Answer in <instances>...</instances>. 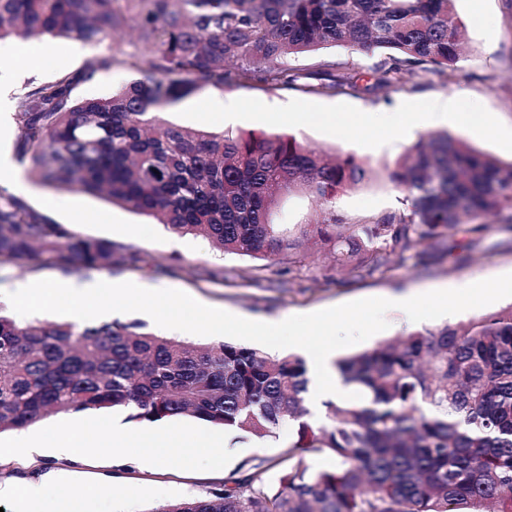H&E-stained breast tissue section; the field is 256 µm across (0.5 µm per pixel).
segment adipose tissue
I'll use <instances>...</instances> for the list:
<instances>
[{
	"instance_id": "adipose-tissue-1",
	"label": "adipose tissue",
	"mask_w": 512,
	"mask_h": 512,
	"mask_svg": "<svg viewBox=\"0 0 512 512\" xmlns=\"http://www.w3.org/2000/svg\"><path fill=\"white\" fill-rule=\"evenodd\" d=\"M477 106L474 102L458 97H449L437 102L429 112L417 114L404 106L386 111L366 140L368 147H381L389 139L399 137L416 120L428 122L455 120L467 122L475 118ZM80 426L61 431L52 426L22 428L0 446V457L24 464L38 457H53L78 461L93 456L104 464L124 462V449H136V463L143 468L154 466L167 457L174 448L208 447L213 451L211 466L223 470L225 454L218 451L219 434L208 430L189 431L176 423L159 424L144 430L130 431L120 414L108 416L81 415Z\"/></svg>"
}]
</instances>
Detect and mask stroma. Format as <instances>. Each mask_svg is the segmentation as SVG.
<instances>
[{"instance_id": "35a3bbf8", "label": "stroma", "mask_w": 512, "mask_h": 512, "mask_svg": "<svg viewBox=\"0 0 512 512\" xmlns=\"http://www.w3.org/2000/svg\"><path fill=\"white\" fill-rule=\"evenodd\" d=\"M455 11L466 29V51L460 60L439 74L415 68L411 75L391 86H374V72L391 63L390 54L377 50L361 53L346 47H325L292 59L303 77L294 85L273 89L260 83L215 88L207 86L168 109L167 121L188 128L236 136L282 135L329 153L354 155L374 172L358 189L341 193L335 210L349 224H366L401 210L400 194L387 177V169L416 142L430 132L446 131L462 138L473 149L502 164L512 163V0H482L473 8L472 0H455ZM8 46L15 54L0 80L13 94H21L32 81L51 82L77 73L97 56L136 51L146 54L145 44L118 33L98 45L69 38L44 36L11 38ZM45 55H37V48ZM335 62L337 68L353 73L359 88L335 96L309 92L307 74L318 72L320 64ZM133 68L117 66L79 84V99L111 94L140 79ZM476 99L490 126L476 123L459 126L449 122L423 125L412 135L395 141L379 152L366 151L363 129L348 131L314 124L272 125L263 118L267 112H382L405 103L415 112H426L435 101L448 96ZM240 103L242 118L224 124L214 115V104L225 97ZM28 186L18 199L48 222L62 224L71 233L112 241L117 262L112 269L63 267L49 259L0 265V285L29 283L41 279L60 282L81 280L166 282L200 299L205 305L246 316L276 318L284 314H307L350 301L389 297L407 290L431 291L447 288L462 280H483L512 272V210L487 217V227L478 233H460L458 249L435 268L424 269L412 254L373 273L333 266L324 244L292 252L290 257L270 260L243 258L217 251L201 236L177 235L145 214L110 203L104 197L78 191L56 189L28 174ZM297 439L295 428L286 434L240 438V447L231 454L224 471L209 470L211 449H197L191 462H184L180 449H172L166 462L144 470L129 466L120 476L102 480L97 460L79 463L55 458L39 459L29 469L30 479L57 471L69 475L74 484L91 488L88 512H152L168 502L198 497L223 488L246 463H270L272 487H279L283 474L277 461Z\"/></svg>"}]
</instances>
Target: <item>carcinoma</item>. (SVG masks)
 I'll use <instances>...</instances> for the list:
<instances>
[{
	"label": "carcinoma",
	"instance_id": "1",
	"mask_svg": "<svg viewBox=\"0 0 512 512\" xmlns=\"http://www.w3.org/2000/svg\"><path fill=\"white\" fill-rule=\"evenodd\" d=\"M131 29L149 49L147 77L94 99L76 86L110 70L31 85L18 98L20 158L54 188H74L207 238L220 251L265 259L309 239L336 265L373 271L413 251L441 262L468 227L512 210V163L503 165L446 132L410 146L388 178L404 208L345 224L336 197L373 172L353 155L330 158L293 137H234L172 124L162 112L205 86L287 87L289 59L325 45L388 50L375 86L416 67L456 63L464 27L454 0H0V39L70 37L96 45ZM327 96L358 90L350 72L322 65ZM305 192L322 221L302 237L272 222L282 198ZM49 253L58 264L110 269L115 248L50 224L0 193V265ZM335 367L360 398L313 419L304 360L229 342L200 344L139 321L22 322L0 313V433L84 410L128 419L191 417L236 435L265 437L288 421L298 441L277 464L252 465L204 496L150 512H512V306L416 329ZM307 456H330L312 469Z\"/></svg>",
	"mask_w": 512,
	"mask_h": 512
}]
</instances>
